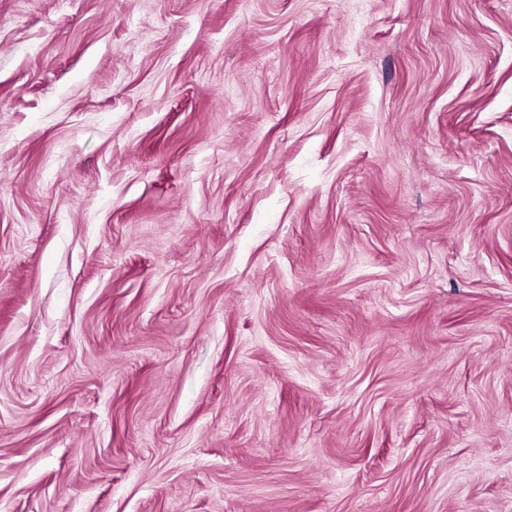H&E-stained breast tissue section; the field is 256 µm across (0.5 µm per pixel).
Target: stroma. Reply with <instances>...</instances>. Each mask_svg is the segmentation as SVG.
<instances>
[{
  "label": "stroma",
  "instance_id": "obj_1",
  "mask_svg": "<svg viewBox=\"0 0 512 512\" xmlns=\"http://www.w3.org/2000/svg\"><path fill=\"white\" fill-rule=\"evenodd\" d=\"M0 512H512V0H0Z\"/></svg>",
  "mask_w": 512,
  "mask_h": 512
}]
</instances>
